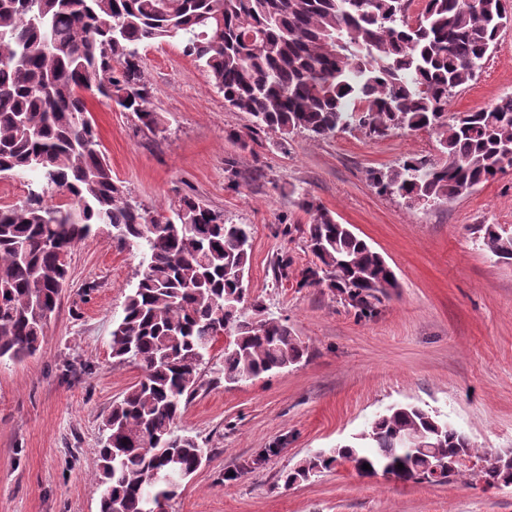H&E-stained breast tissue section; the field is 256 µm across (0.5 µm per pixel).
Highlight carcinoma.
Masks as SVG:
<instances>
[{
    "mask_svg": "<svg viewBox=\"0 0 512 512\" xmlns=\"http://www.w3.org/2000/svg\"><path fill=\"white\" fill-rule=\"evenodd\" d=\"M0 0V178L34 174L41 191L0 208V359L39 349L68 275V258L94 227L106 225L142 250L144 264L111 334L112 357L142 378L112 406L102 426L96 479L99 512H148L180 490L155 479L177 458L191 476L205 449L176 430L201 387L200 369L218 336L229 341L218 369L232 384L301 362L305 346L285 320L247 299L251 231L195 196L148 211L112 176L85 93L133 112L148 129L138 47L177 41L202 63L224 101L250 118L240 148L261 133L325 137L359 130L384 137L432 128L441 161L408 156L369 172L378 192L406 201L448 200L512 167V95L448 121V102L472 81L508 17L506 0ZM121 68L120 76L113 73ZM66 192L70 203L48 202ZM315 257L301 288L327 287L359 316H373L396 277L383 257L302 194ZM482 246L512 261V232L491 224ZM252 315H247V312ZM417 436L423 448L406 444ZM465 456L488 487L512 484L511 452L478 448L435 415L389 407L353 441L319 452L285 482L307 481L349 463L402 482L444 483ZM370 468L363 469V464ZM403 468H398V464Z\"/></svg>",
    "mask_w": 512,
    "mask_h": 512,
    "instance_id": "1",
    "label": "carcinoma"
}]
</instances>
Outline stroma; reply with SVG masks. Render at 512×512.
I'll return each instance as SVG.
<instances>
[{"instance_id": "35a3bbf8", "label": "stroma", "mask_w": 512, "mask_h": 512, "mask_svg": "<svg viewBox=\"0 0 512 512\" xmlns=\"http://www.w3.org/2000/svg\"><path fill=\"white\" fill-rule=\"evenodd\" d=\"M138 57L156 128L88 99L113 177L145 209L190 194L250 225L249 292L307 348L301 363L237 384L219 378L224 355L215 349L176 423L208 459L168 512H512V485L472 480V458L443 484L363 476L347 463L284 483L302 459L350 441L398 404L439 414L477 447L512 450V261L482 245L483 225L512 230V168L467 195L410 206L378 193L367 173L409 155L437 159L434 131L264 134L244 150L234 135L248 116L227 106L181 45H143ZM510 94L512 24L448 112L487 109ZM303 192L394 270L398 286L372 318H358L330 289L300 287L313 261ZM282 256L291 264L278 283ZM141 261L135 243L95 227L71 252L39 351L0 361V512H98L99 428L142 377L110 347Z\"/></svg>"}]
</instances>
